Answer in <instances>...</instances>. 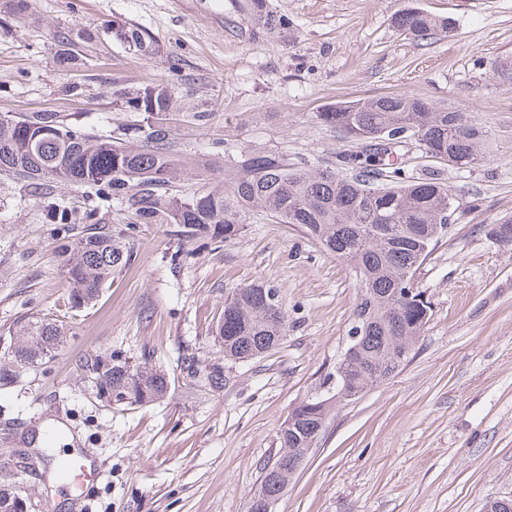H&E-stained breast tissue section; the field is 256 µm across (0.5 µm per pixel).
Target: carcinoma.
I'll return each instance as SVG.
<instances>
[{"label":"carcinoma","mask_w":512,"mask_h":512,"mask_svg":"<svg viewBox=\"0 0 512 512\" xmlns=\"http://www.w3.org/2000/svg\"><path fill=\"white\" fill-rule=\"evenodd\" d=\"M250 20L269 33L288 29V18L268 9L266 0L246 4ZM398 29L427 40L449 29L450 21L418 9L395 18ZM112 34L134 54H152V41L134 26L112 25ZM121 106L139 114L138 139L98 136L64 120L57 112H25L0 118V179L14 184L32 207L52 222L75 232L61 251L71 289V309L97 300L130 261L121 237L106 225L175 224L188 238L218 244L236 238L251 216L263 213L280 224H298L328 251L350 263L357 277L352 326L359 329L347 365L348 384L363 393L387 379L406 361L428 322L430 303L418 292L402 299L398 292L413 280L437 240L439 224L448 223L451 187L430 174L420 181L384 182L392 156L413 138L427 152L451 154L456 166L482 160L485 132L468 113L437 110L409 94L342 102L318 114L330 130L357 141L386 137L390 146L336 156L301 166L279 152L254 150L227 159L220 175L213 167L176 148L167 117L185 107L183 92L160 80L118 95ZM83 190L91 200L77 209L57 186ZM279 288L253 283L224 300L217 341L223 360L204 364L191 356L181 368L197 386L224 388L226 364L253 360L281 344L287 332ZM56 320L31 317L16 324L0 359V387L17 383L20 366L49 361L65 342ZM78 370L97 398L110 406H146L171 391L169 372L148 362L132 364L120 355L97 354L80 361ZM331 406L313 398L295 405L280 432V454L262 469L253 497L277 499L306 456L308 437L324 427ZM16 449H0V512H15L17 495L27 488L14 469Z\"/></svg>","instance_id":"1"}]
</instances>
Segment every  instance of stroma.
I'll return each instance as SVG.
<instances>
[{"label": "stroma", "instance_id": "35a3bbf8", "mask_svg": "<svg viewBox=\"0 0 512 512\" xmlns=\"http://www.w3.org/2000/svg\"><path fill=\"white\" fill-rule=\"evenodd\" d=\"M242 2L25 0L17 13L0 0V113L57 112L108 136L136 119L118 91L171 79L210 111L202 122L173 114V140L219 163L256 149L293 163L359 151L317 118L341 101L408 93L474 115L486 132L478 164L456 167L414 140L397 161L402 178L434 170L454 192L450 229L415 274L428 323L398 371L335 407L273 512H482L512 497V245L487 233L512 219V0H267L290 22L280 34L251 23ZM406 8L452 27L414 40L393 24ZM115 22L144 30L153 57L113 40ZM63 34L77 64L59 62ZM73 84L81 94L66 93ZM177 230L113 224L131 261L70 311L58 255L69 233L0 184V352L32 316L67 331L53 360L0 389V434L64 422L75 441L61 453L87 452L97 472L85 502L51 459L27 483L42 512H246L289 410L336 369L357 297L349 263L259 215L220 247ZM254 282L279 287L286 337L233 365L223 391L197 390L182 358H220L224 299ZM106 349L167 368L169 397L104 406L77 364Z\"/></svg>", "mask_w": 512, "mask_h": 512}]
</instances>
